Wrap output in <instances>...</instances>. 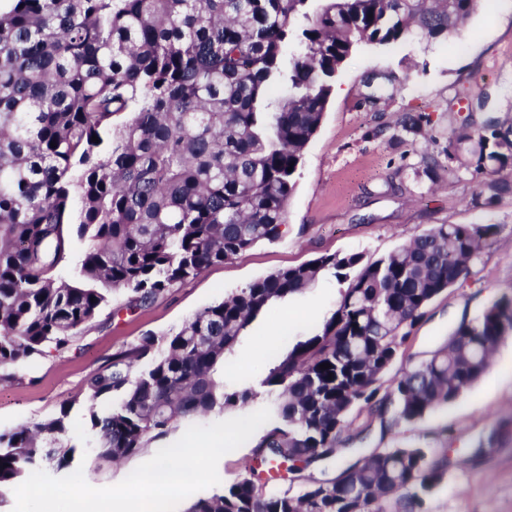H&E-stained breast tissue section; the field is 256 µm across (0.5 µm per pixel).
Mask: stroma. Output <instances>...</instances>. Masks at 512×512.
<instances>
[{
  "label": "stroma",
  "mask_w": 512,
  "mask_h": 512,
  "mask_svg": "<svg viewBox=\"0 0 512 512\" xmlns=\"http://www.w3.org/2000/svg\"><path fill=\"white\" fill-rule=\"evenodd\" d=\"M424 116L407 131L405 115ZM498 119L512 129V0H480L453 38L411 34L386 47H366L344 63L321 127L308 145L283 237L206 268L190 282L136 311L116 292L78 347L38 360L0 382V432L59 415L69 406L78 453L94 443L86 380L116 351L143 336L179 327L198 310L248 283L327 254L374 260L439 224H492L496 242L467 281L427 308L424 320L378 381H392L430 358L462 319H473L512 286V193L490 196L472 170L448 159V138L465 119ZM344 288L325 276L302 294L258 317L227 363L228 384L258 385L260 375L335 309ZM336 456L302 465L298 480L275 474L271 490H300L336 475L356 449L420 446L448 455L446 480L429 512H512V336L492 369L453 403L413 423L382 426L353 411ZM494 447H480L492 430Z\"/></svg>",
  "instance_id": "35a3bbf8"
}]
</instances>
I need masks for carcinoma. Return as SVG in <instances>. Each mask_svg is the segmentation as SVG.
<instances>
[{"mask_svg": "<svg viewBox=\"0 0 512 512\" xmlns=\"http://www.w3.org/2000/svg\"><path fill=\"white\" fill-rule=\"evenodd\" d=\"M10 2L0 10V367L18 371L73 349L116 291L134 310L279 241L353 49L416 29L450 37L480 0ZM448 158L512 192L496 179L512 170V133L498 120L463 124ZM73 234L86 246L66 280L57 270ZM495 234L494 224H439L374 261L322 255L113 353L87 380L91 401H108L90 408L95 469L157 448L184 421L246 415L257 393L227 386L224 361L259 316L329 274L347 283L335 310L260 379L271 412L261 462L292 473L335 457L356 406L414 423L453 403L512 335V293L386 393L377 382ZM68 413L0 433V489L47 462L72 466ZM447 471V454L417 446L358 456L299 493L264 490L252 468L185 512H426Z\"/></svg>", "mask_w": 512, "mask_h": 512, "instance_id": "1", "label": "carcinoma"}]
</instances>
